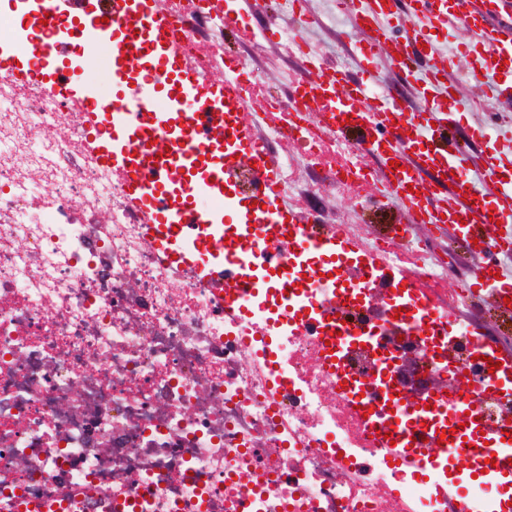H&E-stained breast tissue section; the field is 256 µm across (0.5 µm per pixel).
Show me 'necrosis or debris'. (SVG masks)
<instances>
[{"mask_svg": "<svg viewBox=\"0 0 512 512\" xmlns=\"http://www.w3.org/2000/svg\"><path fill=\"white\" fill-rule=\"evenodd\" d=\"M130 28H75L66 0H17L0 47L29 58L0 76V512H512L502 465L512 377L490 373L480 296L421 228L336 243L337 227L269 234L238 218L195 225L198 270L168 263L150 207L126 192L136 160L102 162L75 121L97 96L62 95L36 36L84 45L166 38L140 0ZM176 37L186 68L221 67L214 15ZM252 287L225 300L239 252ZM409 266L413 281L391 280ZM406 373H386L389 358ZM399 434L391 446L389 433ZM469 441L465 468L456 447Z\"/></svg>", "mask_w": 512, "mask_h": 512, "instance_id": "necrosis-or-debris-1", "label": "necrosis or debris"}]
</instances>
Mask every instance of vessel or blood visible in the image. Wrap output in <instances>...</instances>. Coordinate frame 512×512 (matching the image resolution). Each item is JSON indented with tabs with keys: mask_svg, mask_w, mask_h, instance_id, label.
Wrapping results in <instances>:
<instances>
[{
	"mask_svg": "<svg viewBox=\"0 0 512 512\" xmlns=\"http://www.w3.org/2000/svg\"><path fill=\"white\" fill-rule=\"evenodd\" d=\"M354 12L358 25L354 38L382 53L385 71L363 68L360 79L352 80L338 67L305 57L292 92L299 100L297 126L312 122L329 133L346 127L360 129L365 154L381 160L380 169L362 174L364 186L380 201L404 210L412 224L451 226L456 234L473 239L475 224H482L485 249L476 254V287L493 302L512 299V272L501 260L512 256V156H491L479 166V180H472L464 158L451 150L448 127L458 120L449 110V99L459 93V84L450 75L457 68L455 57L440 54L429 41L432 32L447 17H455L472 36L469 51L475 59L465 70L467 80L484 97L512 101V25L495 20L494 12L512 6V0H337ZM416 19L414 27L401 31L394 25L403 15ZM495 68H486L487 60ZM403 77L414 98L398 95L393 77ZM199 100L221 101L233 113L251 89L241 80L232 61L224 63L223 82H214L210 71L193 73ZM213 110L196 113L198 139L186 140L179 125L153 128L155 140L169 146L167 171L169 188L180 194L183 224H218L223 211L196 207V190L212 185L221 176L220 166H203L199 145L208 141ZM139 113L130 111L123 97L100 99L85 114L88 124L100 136L97 151L104 162L115 159L114 134L118 120L137 124ZM248 151L263 163L264 194L279 223L297 224L301 218L288 202L274 159L265 143L259 142L250 126L236 125V142L231 155ZM434 183L450 182L451 190L427 194L425 176Z\"/></svg>",
	"mask_w": 512,
	"mask_h": 512,
	"instance_id": "1",
	"label": "vessel or blood"
}]
</instances>
